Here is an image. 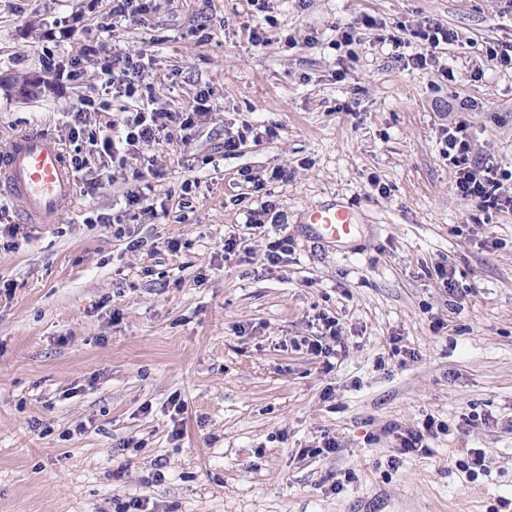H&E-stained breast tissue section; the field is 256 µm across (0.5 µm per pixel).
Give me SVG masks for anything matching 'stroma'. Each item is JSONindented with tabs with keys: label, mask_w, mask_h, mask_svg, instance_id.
Masks as SVG:
<instances>
[{
	"label": "stroma",
	"mask_w": 512,
	"mask_h": 512,
	"mask_svg": "<svg viewBox=\"0 0 512 512\" xmlns=\"http://www.w3.org/2000/svg\"><path fill=\"white\" fill-rule=\"evenodd\" d=\"M377 19L354 49L340 30ZM424 17L457 32L434 69L404 68ZM81 33L60 38L61 28ZM264 29L265 47L250 29ZM296 46H289L288 37ZM141 57L157 106L199 93L220 109L185 146H142L76 191L55 223L0 225V512H512V215L485 217L456 189L439 128L465 120L477 153L512 165V71L484 61L512 41L504 0H165L113 20L97 0H0V154L14 135L47 129L66 154L70 114L101 87L103 55ZM56 63L81 59L77 83ZM30 83V95L16 88ZM251 127L238 153L224 135ZM272 136H265V129ZM161 173L165 213H134V169ZM266 182L284 219L245 228ZM282 171L279 180L272 170ZM198 186L180 201L185 179ZM357 219L337 243L305 223L314 205ZM105 214L109 223H90ZM120 219L129 239L113 235ZM244 242L224 254V240ZM291 250L262 265L269 242ZM178 244L168 250V241ZM452 263L459 309L436 275ZM340 322L336 368L303 340L320 317ZM185 404L173 438L169 400ZM446 426L427 455L398 434L427 417ZM335 439L336 452L313 455ZM465 448L487 472L466 477Z\"/></svg>",
	"instance_id": "1"
}]
</instances>
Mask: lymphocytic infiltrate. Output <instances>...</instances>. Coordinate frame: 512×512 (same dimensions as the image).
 <instances>
[{"label": "lymphocytic infiltrate", "instance_id": "obj_1", "mask_svg": "<svg viewBox=\"0 0 512 512\" xmlns=\"http://www.w3.org/2000/svg\"><path fill=\"white\" fill-rule=\"evenodd\" d=\"M413 36L423 49L405 58V67L424 69L432 66L441 77L453 80V71L439 65L435 51L452 44L455 33L425 18L417 24ZM112 67V72L106 73L102 80L103 89L111 91L113 98L132 101L134 108L122 120L108 119L96 125L88 123L87 114L109 111L110 100L93 96L83 98L69 128L70 140L80 145L69 159L74 172H83L95 162L103 168L111 164L125 166L128 155L144 145L189 143L197 118L211 111L204 94L197 97L194 109L189 112L142 106L141 90L145 80L142 68L129 56L113 57ZM439 143L440 155L453 170L456 188L462 197L473 201L485 212L512 213V169L502 167L493 157L476 153L465 122L442 127Z\"/></svg>", "mask_w": 512, "mask_h": 512}]
</instances>
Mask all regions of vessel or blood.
Segmentation results:
<instances>
[{"instance_id": "b4317fda", "label": "vessel or blood", "mask_w": 512, "mask_h": 512, "mask_svg": "<svg viewBox=\"0 0 512 512\" xmlns=\"http://www.w3.org/2000/svg\"><path fill=\"white\" fill-rule=\"evenodd\" d=\"M74 192V173L53 133L37 127L24 131L0 155V195L19 202L29 222L54 223ZM306 220L320 225L326 238L335 242L354 231V216L342 207L312 206Z\"/></svg>"}]
</instances>
